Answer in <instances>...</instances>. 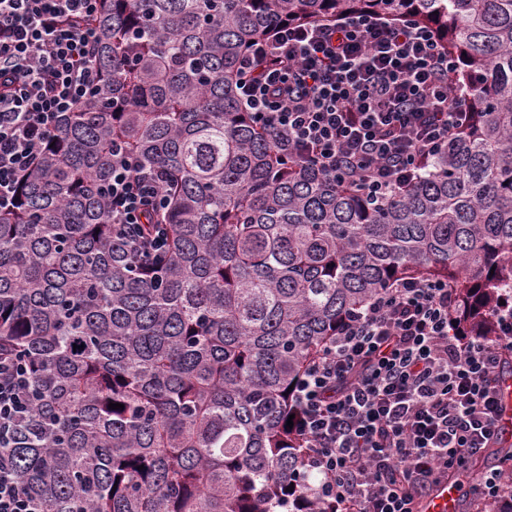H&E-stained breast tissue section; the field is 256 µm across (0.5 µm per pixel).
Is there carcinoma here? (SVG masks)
Here are the masks:
<instances>
[{"mask_svg": "<svg viewBox=\"0 0 512 512\" xmlns=\"http://www.w3.org/2000/svg\"><path fill=\"white\" fill-rule=\"evenodd\" d=\"M346 11L430 27L481 88L426 172L377 202L282 162L238 95L251 41ZM92 27L103 80L0 212V349L33 389L0 452L41 512H336L303 481L288 388L398 279L446 283L453 329L481 338L512 289V0H103ZM123 155L165 179L152 274L112 237ZM490 468L512 476L511 445L459 472ZM479 512H512V489Z\"/></svg>", "mask_w": 512, "mask_h": 512, "instance_id": "obj_1", "label": "carcinoma"}]
</instances>
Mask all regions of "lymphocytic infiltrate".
<instances>
[{
    "mask_svg": "<svg viewBox=\"0 0 512 512\" xmlns=\"http://www.w3.org/2000/svg\"><path fill=\"white\" fill-rule=\"evenodd\" d=\"M101 0H0V210L49 147L60 113L102 81L90 25ZM413 21L372 17L277 25L242 56L244 112L281 158L352 177L374 199L412 182L464 126L477 93ZM157 170L124 158L107 187L113 236L141 268L164 258L163 225L144 232L166 193ZM497 336L454 333L446 284L408 278L345 317L292 393L306 465L347 512H416L427 491L496 439L498 370L512 350V293ZM28 370L0 351V441L27 414ZM0 512H40L0 454Z\"/></svg>",
    "mask_w": 512,
    "mask_h": 512,
    "instance_id": "1",
    "label": "lymphocytic infiltrate"
}]
</instances>
